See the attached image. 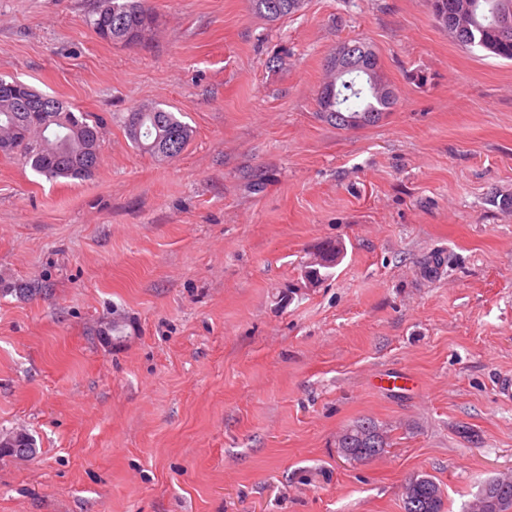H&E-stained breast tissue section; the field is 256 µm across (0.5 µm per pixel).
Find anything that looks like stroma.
I'll return each mask as SVG.
<instances>
[{"mask_svg":"<svg viewBox=\"0 0 512 512\" xmlns=\"http://www.w3.org/2000/svg\"><path fill=\"white\" fill-rule=\"evenodd\" d=\"M100 3L0 0V77L103 120L85 180L0 154V433L38 448L0 459V512H403L417 474L467 512L512 476V61L427 0H147L131 47ZM353 40L399 103L341 130L317 94ZM141 104L189 124L179 157L129 141ZM326 240L346 256L306 287ZM362 418L389 445L356 461ZM104 3L90 21L100 39L125 46L140 44L146 39L154 16L145 0H104ZM284 4L283 11L281 14L271 11L268 8V2L270 0H252V6L254 10L266 17L268 20L276 21L285 17L295 15L305 8V0H279ZM337 448L354 460H369L388 446L387 435L379 425L370 420L357 421L344 429L336 438Z\"/></svg>","mask_w":512,"mask_h":512,"instance_id":"1","label":"stroma"}]
</instances>
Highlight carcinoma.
Segmentation results:
<instances>
[{"label":"carcinoma","mask_w":512,"mask_h":512,"mask_svg":"<svg viewBox=\"0 0 512 512\" xmlns=\"http://www.w3.org/2000/svg\"><path fill=\"white\" fill-rule=\"evenodd\" d=\"M270 0H252L254 10L270 21L295 15L305 8V0H280L278 14L268 8ZM434 19L460 45L478 47L496 58L512 61V0H429ZM154 16L146 0H104L90 21L95 34L112 44L136 45L151 32ZM317 97L319 117L338 129H346L336 118V108L347 116L374 114V121L394 109L395 93H377L372 80L360 75L361 90L347 95L336 71ZM125 133L139 150L161 160L179 156L192 137L191 127L174 112L159 106L132 109L124 121ZM101 122L85 112H75L68 102L40 93L30 86L18 92L0 89V153L23 156L36 173L48 180L60 177L85 179L93 176L101 163ZM320 262L304 274L313 287L330 276L344 257L340 242L326 241L318 247ZM337 447L354 460H368L388 446L379 425L361 420L344 429L336 438ZM36 452L34 440L23 430L0 435V458L24 459ZM404 512H444L440 487L428 476H413L404 486ZM512 506V478L490 480L470 505L469 512H506Z\"/></svg>","instance_id":"cac0c4a2"}]
</instances>
